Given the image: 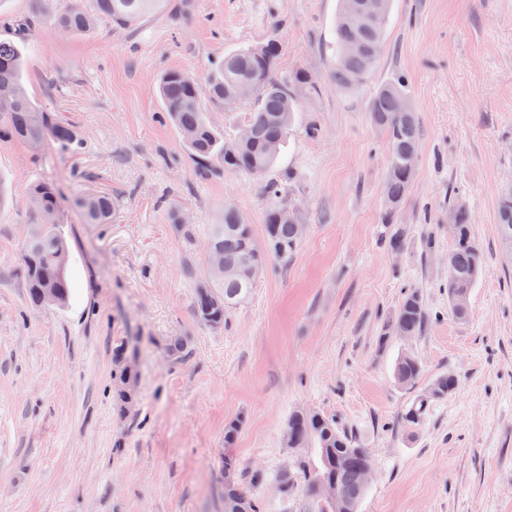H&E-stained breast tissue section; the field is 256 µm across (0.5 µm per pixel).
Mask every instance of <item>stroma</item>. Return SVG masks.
Listing matches in <instances>:
<instances>
[{
	"label": "stroma",
	"instance_id": "stroma-1",
	"mask_svg": "<svg viewBox=\"0 0 512 512\" xmlns=\"http://www.w3.org/2000/svg\"><path fill=\"white\" fill-rule=\"evenodd\" d=\"M136 30L108 20L23 46V82L40 107L73 125L70 152L0 137V512H224V425L231 450L261 470L267 512H298L277 474L298 409L332 417L369 448L374 479L359 512H512V258L497 214L512 179V0H393L381 58L351 91L332 80L338 0H193ZM277 40L280 76L305 72L298 112L271 178L282 181L305 231L287 265H270L250 297L208 327L192 309L198 245L232 204L263 235L260 180L203 177L178 131L159 121L160 75L200 76L227 51ZM406 76L421 141L415 179L392 220L382 186L386 146L369 119L381 82ZM89 173L80 183L75 172ZM50 180L64 198L120 191L117 218L63 216L71 294L32 307L19 251L27 188ZM461 202L484 263L469 315L448 307V211ZM187 210L197 247L176 232ZM404 234L400 251L387 245ZM418 292L430 314L415 338L394 315ZM191 353L173 359L174 339ZM125 344L137 401L112 399ZM421 365L419 387L443 373L458 384L426 421L402 427L413 390L394 363Z\"/></svg>",
	"mask_w": 512,
	"mask_h": 512
}]
</instances>
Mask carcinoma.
<instances>
[{
    "label": "carcinoma",
    "mask_w": 512,
    "mask_h": 512,
    "mask_svg": "<svg viewBox=\"0 0 512 512\" xmlns=\"http://www.w3.org/2000/svg\"><path fill=\"white\" fill-rule=\"evenodd\" d=\"M162 0H93V8L84 0H70L68 8L57 11L53 0H34L33 11L16 24V39L0 38V125L8 134L39 151L47 145L70 150L79 142L78 134L68 123L36 105L28 96L22 81L26 59L21 42L35 29L48 22L62 36H77L95 31L98 18L111 20L119 28L136 27ZM379 15L361 28L349 18L350 0H339L334 27L336 67L332 79L336 87L351 90L360 86L373 72L385 43L386 28L392 0H379ZM279 46L272 39L265 43L231 50L224 61L206 75L205 83H186L179 70H169L160 79L158 90L162 102L160 118L169 121L179 132L183 144L195 159L199 174L207 177L224 170L246 172L263 179V192L269 200L265 211L264 236L257 241L252 225L239 221V212L224 206L219 224L210 225L200 276L196 285L193 310L200 322L211 328L224 327L228 309L244 302L252 293L257 276L224 278L214 276L211 258L236 268L244 264L261 273L271 263L286 264L299 245L301 224L298 209L288 202L285 188L277 180L266 179L277 163L294 120L296 100L289 83H308L306 74L286 80L278 75ZM241 83L251 85L252 105L243 125L250 129L246 140L234 137L224 142V133L210 121L202 106L206 98L214 106L228 111L243 104L235 95ZM409 100L405 82L395 79L380 85L369 108L372 126L384 137L387 145V167L384 186L385 219L400 204L416 174L420 146V125L414 109H405ZM28 199L32 219L22 244L20 260L30 305H46L42 289L54 288L58 298L54 305L66 304L70 294L67 266L59 254L69 251L62 232L61 217L64 199L54 183L31 184ZM73 207L85 224H110L119 201L108 192L87 191L73 200ZM453 209L459 213V227L452 237L448 252V302L457 294L473 288L481 267V253L471 231V215L465 204ZM56 214V223L43 222L44 213ZM498 231L504 250L512 256V187L504 189L498 210ZM430 315L420 295L407 294L396 312L392 330L399 336H418ZM422 367L412 354L397 360L394 375L405 387H414ZM457 379L450 373L437 376L429 388L419 393L401 414L406 427L421 425L434 404L451 393ZM288 435L292 447L313 446L315 455L298 456L282 471L278 479L280 492L286 497L298 485L305 490L301 512H336V508L315 493L316 479L323 477L336 483L338 497L357 509L367 493L362 484V471L368 462L365 449L351 434L340 428L336 420L315 411L298 409L288 418ZM222 465L232 470L234 480L224 484V512H265L264 500L254 488L266 480L263 472L245 475L238 460L226 452Z\"/></svg>",
    "instance_id": "cac0c4a2"
}]
</instances>
